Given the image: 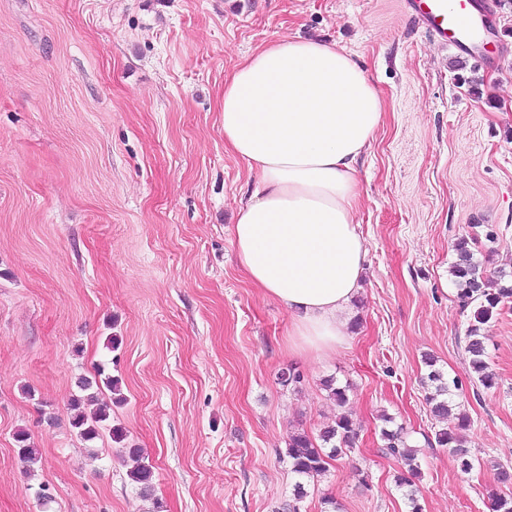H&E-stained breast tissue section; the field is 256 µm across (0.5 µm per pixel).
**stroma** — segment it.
Masks as SVG:
<instances>
[{"label": "stroma", "instance_id": "obj_1", "mask_svg": "<svg viewBox=\"0 0 512 512\" xmlns=\"http://www.w3.org/2000/svg\"><path fill=\"white\" fill-rule=\"evenodd\" d=\"M497 2L496 52L474 66L404 0H0V512H284L289 434L343 413L359 436L300 512H409L386 414L416 452L423 512H491L495 467H512V304L486 327V389L450 267L466 237L490 276L512 274V0ZM283 36L345 48L385 102L358 165L349 339L321 358L289 353L287 309L232 244L254 179L224 145V78ZM434 368L471 419L467 475L433 441ZM100 369L119 381V444L71 425ZM128 455L136 461V466L133 467L129 472V478L132 482L140 486L141 493L147 495L151 487L152 471L149 465H146L142 459H140V451L137 448L127 449Z\"/></svg>", "mask_w": 512, "mask_h": 512}]
</instances>
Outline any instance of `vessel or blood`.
<instances>
[{"label":"vessel or blood","instance_id":"vessel-or-blood-1","mask_svg":"<svg viewBox=\"0 0 512 512\" xmlns=\"http://www.w3.org/2000/svg\"><path fill=\"white\" fill-rule=\"evenodd\" d=\"M407 13L425 32L479 63L496 21L492 6L475 7L471 0H405Z\"/></svg>","mask_w":512,"mask_h":512}]
</instances>
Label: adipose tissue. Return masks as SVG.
<instances>
[{
	"label": "adipose tissue",
	"instance_id": "adipose-tissue-1",
	"mask_svg": "<svg viewBox=\"0 0 512 512\" xmlns=\"http://www.w3.org/2000/svg\"><path fill=\"white\" fill-rule=\"evenodd\" d=\"M384 102L336 44L281 38L224 81V144L258 189L238 208L233 241L250 282L291 317L295 347H343L367 243L355 220L357 162Z\"/></svg>",
	"mask_w": 512,
	"mask_h": 512
}]
</instances>
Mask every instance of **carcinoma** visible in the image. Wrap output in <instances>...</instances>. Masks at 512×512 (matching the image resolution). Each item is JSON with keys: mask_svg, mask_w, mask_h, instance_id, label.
Masks as SVG:
<instances>
[{"mask_svg": "<svg viewBox=\"0 0 512 512\" xmlns=\"http://www.w3.org/2000/svg\"><path fill=\"white\" fill-rule=\"evenodd\" d=\"M455 251L456 260L450 267V274L459 288L460 299L465 306L478 303L473 314L474 324L468 328L469 366L477 381L482 386L491 388L495 374L489 370L486 360L485 342L488 336L485 326L498 315L500 304L512 301V282L488 277L482 265L475 260L467 239H460L455 245ZM428 379L435 383V391L427 396L431 413L436 419L446 422L451 414L446 395L451 389L458 387V382L444 380L437 371L430 372ZM78 387L85 395L73 399V406L78 413L72 419V427L78 430L80 436L91 440L98 435L103 423L109 421L111 407L102 403L93 411H86V406L96 400L90 390L94 388L100 391L106 388L112 391L116 389V384L109 376L100 381L82 378L78 381ZM357 436L358 428L347 415L337 417L332 424L324 427L316 439L305 431L292 432L288 436L286 448L291 471L307 480L324 474L330 462L341 458L346 451L352 449ZM382 437L386 441L387 451L400 458L408 467V474L399 478L400 484L411 485L412 479L419 473L415 452L406 445L398 431L384 429ZM435 440L457 459L463 473L468 474L474 469L475 460L470 457L468 449L464 448L463 440L457 432L442 428L435 432ZM127 453L136 461V466L129 472V478L140 486L142 494L145 495L151 487L152 471L140 459L139 449L129 448Z\"/></svg>", "mask_w": 512, "mask_h": 512, "instance_id": "1", "label": "carcinoma"}]
</instances>
